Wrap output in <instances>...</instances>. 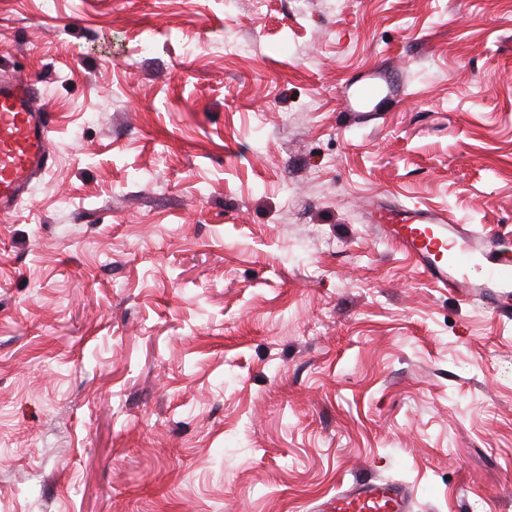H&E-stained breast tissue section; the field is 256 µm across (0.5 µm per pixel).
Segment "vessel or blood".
Segmentation results:
<instances>
[{
    "mask_svg": "<svg viewBox=\"0 0 512 512\" xmlns=\"http://www.w3.org/2000/svg\"><path fill=\"white\" fill-rule=\"evenodd\" d=\"M45 104L35 82L15 71L0 80V215L18 210L30 184L48 169L49 133ZM371 222L387 225L391 237L435 283L469 294L477 284L512 287V254L489 246L458 226L449 211L377 207ZM413 496L397 481L358 480L317 504V512H412Z\"/></svg>",
    "mask_w": 512,
    "mask_h": 512,
    "instance_id": "vessel-or-blood-1",
    "label": "vessel or blood"
}]
</instances>
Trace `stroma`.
Returning a JSON list of instances; mask_svg holds the SVG:
<instances>
[{"label": "stroma", "mask_w": 512, "mask_h": 512, "mask_svg": "<svg viewBox=\"0 0 512 512\" xmlns=\"http://www.w3.org/2000/svg\"><path fill=\"white\" fill-rule=\"evenodd\" d=\"M15 69L53 163L0 219V512H312L358 476L512 512V305L364 218L512 246V0H0Z\"/></svg>", "instance_id": "1"}]
</instances>
